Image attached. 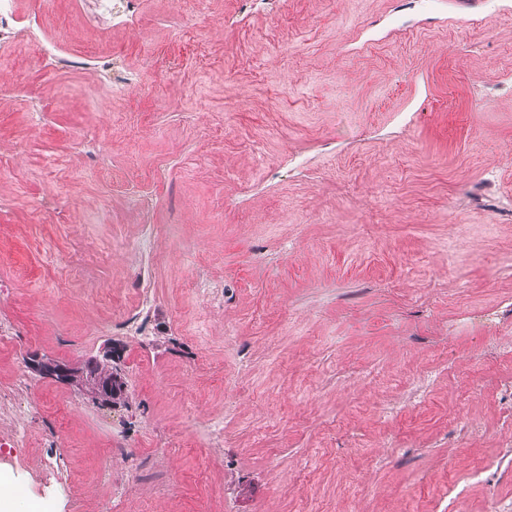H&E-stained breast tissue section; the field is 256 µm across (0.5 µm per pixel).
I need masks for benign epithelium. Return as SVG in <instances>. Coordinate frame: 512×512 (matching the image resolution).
Returning a JSON list of instances; mask_svg holds the SVG:
<instances>
[{
    "label": "benign epithelium",
    "instance_id": "7a95c632",
    "mask_svg": "<svg viewBox=\"0 0 512 512\" xmlns=\"http://www.w3.org/2000/svg\"><path fill=\"white\" fill-rule=\"evenodd\" d=\"M121 352L122 344L109 339L96 354L78 365L37 353L27 355L26 364L33 373L73 386L98 403L106 404L118 379L101 373V366L120 362Z\"/></svg>",
    "mask_w": 512,
    "mask_h": 512
}]
</instances>
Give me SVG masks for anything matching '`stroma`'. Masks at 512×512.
Returning <instances> with one entry per match:
<instances>
[{
	"label": "stroma",
	"instance_id": "35a3bbf8",
	"mask_svg": "<svg viewBox=\"0 0 512 512\" xmlns=\"http://www.w3.org/2000/svg\"><path fill=\"white\" fill-rule=\"evenodd\" d=\"M20 27L44 25L65 57L114 54L137 76L121 96L90 67L45 73L27 43L0 56V377L33 350L80 361L111 322L129 407L94 404L32 377L28 401L76 400L30 425L0 455V486L25 482L14 512H66L37 479L55 431L75 491L97 499L114 433L145 417L192 439L189 413L224 423L160 462L175 486H131L129 512H468L512 501L495 445L512 435L497 384L512 363H475L491 343L451 318L512 288V214L475 205L512 197V0H283L275 18L244 0H140L137 20L88 36L81 0H16ZM482 22L471 28V15ZM168 74L154 83L144 58ZM40 100L28 109L15 87ZM112 130L105 165L74 150ZM140 194L157 204L148 219ZM161 228L150 260L132 244ZM80 267H72L71 256ZM149 265L156 305L147 347L121 323ZM224 290L196 291L197 276ZM431 373L425 400L380 417ZM479 431L452 436L458 416ZM401 445L385 450V435ZM196 430L204 436L206 443L214 453L224 447V427L223 425L209 420H196Z\"/></svg>",
	"mask_w": 512,
	"mask_h": 512
}]
</instances>
